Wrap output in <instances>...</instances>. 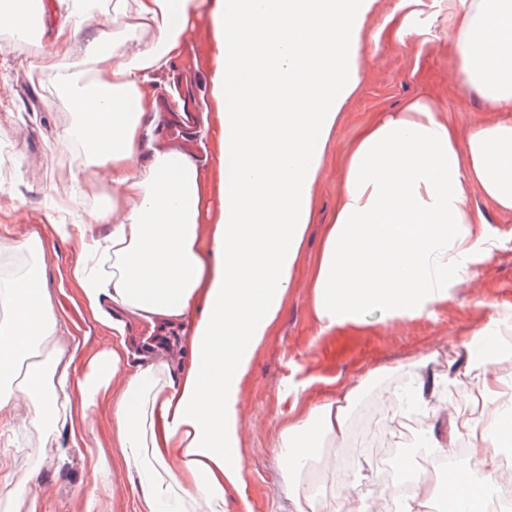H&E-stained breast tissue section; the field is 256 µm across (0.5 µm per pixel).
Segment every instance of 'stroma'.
Segmentation results:
<instances>
[{
  "label": "stroma",
  "mask_w": 512,
  "mask_h": 512,
  "mask_svg": "<svg viewBox=\"0 0 512 512\" xmlns=\"http://www.w3.org/2000/svg\"><path fill=\"white\" fill-rule=\"evenodd\" d=\"M44 3L47 13L37 38L27 40L21 51L0 45V144L12 147L10 177L0 182V253L9 260L21 259L24 270H42L62 336L80 341L74 362L79 370L102 349L108 331L88 310L70 274L75 243L55 233L50 217L59 202L75 199L77 219H86L89 210L111 195L112 184L106 168L91 174L62 161L67 149L57 134L76 116L66 98L29 66L34 57L51 55L53 19L65 9L62 0ZM362 4L354 59L360 82L340 106L329 133L292 285L273 328L247 366L239 392L242 473L238 487L227 490L228 512H294L276 452L288 423L322 398L358 387L348 410L353 416L368 394L387 392L405 378L447 382L458 393L477 387L485 370L492 369L502 386H512V341L498 346L492 361L461 347L473 334H499L501 319L512 315V213L499 212L474 187L467 190V203L483 214V234L492 249L472 253L465 274L449 283L447 301L418 318L373 311L360 324L320 330L313 275L343 190L344 160L360 128L417 98L428 100L434 111L450 114L462 143L473 127L500 118L466 85L448 24L437 16L433 0L414 6L411 22L421 28V36L401 42L388 32L393 18L403 12L402 0ZM211 8L212 0H199L202 18L194 33L186 34L180 56L153 75L141 151L146 158L168 146L166 107L193 97L199 124L189 157L210 186L218 180L213 148L219 122L212 37L204 19ZM28 238L40 239L41 250L15 251V244ZM127 335L128 366L140 363L146 351L165 359L176 372L188 360L189 333L181 326L152 330L133 321ZM120 385V377H113L90 418H83L77 408L62 427L36 429L29 421L34 411L29 403L0 412V475L26 483L11 497L0 496V512H139V491L117 466L112 402ZM311 459L327 472L315 493L320 512H365L370 497L385 489L387 478L369 453L346 464L337 460L335 446L326 439Z\"/></svg>",
  "instance_id": "1"
}]
</instances>
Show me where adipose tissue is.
<instances>
[{"mask_svg":"<svg viewBox=\"0 0 512 512\" xmlns=\"http://www.w3.org/2000/svg\"><path fill=\"white\" fill-rule=\"evenodd\" d=\"M455 39L461 73L507 121L475 127L459 145L448 118L422 100L387 113L357 134L344 164V188L316 268L314 313L322 331L360 323L365 313L423 316L448 298L463 256L482 247L481 213L467 204L476 185L512 213V0H437ZM133 5L141 43L102 32L82 39L100 0H69L55 27L57 63L47 81L77 115L59 140L79 145L87 167L109 170L112 195L87 220L53 228L77 241L72 276L89 308L111 329L109 346L80 378L71 366L77 340L34 359L37 340L59 335L46 283L38 274L0 280V411L37 405L35 421L57 425L80 400L90 413L129 353L128 319L149 326L189 324L190 361L181 375L147 361L125 372L112 407L121 464L136 475L141 512H228L238 485L237 401L246 367L291 286L307 230L316 171L340 104L358 84L354 65L359 0H215L213 95L224 182L210 237L200 226L202 183L187 156L155 153L144 165L142 117L155 69L182 50L196 0H113ZM99 64L84 74L64 65L74 53ZM108 225L107 233L96 230ZM354 391L328 397L288 425L277 451L286 478L299 474L324 435L347 432ZM469 429L470 456L492 472V449L512 442V404ZM405 502L379 495L374 512H420L429 495L453 496L456 512H475L472 472L451 469L437 481L412 474Z\"/></svg>","mask_w":512,"mask_h":512,"instance_id":"obj_1","label":"adipose tissue"}]
</instances>
